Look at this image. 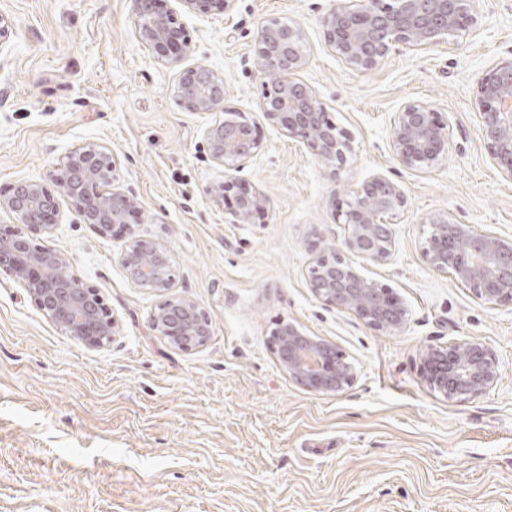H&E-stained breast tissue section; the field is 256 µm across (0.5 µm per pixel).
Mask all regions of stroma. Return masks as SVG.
<instances>
[{
  "label": "stroma",
  "mask_w": 512,
  "mask_h": 512,
  "mask_svg": "<svg viewBox=\"0 0 512 512\" xmlns=\"http://www.w3.org/2000/svg\"><path fill=\"white\" fill-rule=\"evenodd\" d=\"M331 5L235 0L224 14H189L162 0L192 39L188 64L222 72L226 109L260 123L262 148L235 177L269 207L228 224L206 193L222 173L203 139L223 112L179 104L176 68L136 37L133 0H0L12 22L0 47V192L97 142L139 201L128 229L105 238L61 200L45 241L99 289L117 321L108 346L64 335L0 272V512H512V306L480 302L422 255L435 212L512 237V181L474 102L478 79L512 61V0H473V23L449 42L393 52L368 72L325 45L319 18ZM271 19L302 28L296 79L354 140L341 186L306 145L259 120L266 77L253 48ZM409 102L450 125L448 154L428 171L391 159L388 130ZM375 174L407 198L394 255L367 266L409 309L394 335L328 309L307 279L315 232L343 243L332 193ZM135 235L171 254L169 294L211 315L205 346L182 352L152 331L165 296L136 288L118 262ZM279 321L335 342L353 385L317 394L289 378L268 345ZM468 337L496 352L501 380L458 403L427 386L421 365L430 348Z\"/></svg>",
  "instance_id": "35a3bbf8"
}]
</instances>
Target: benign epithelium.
Here are the masks:
<instances>
[{
	"label": "benign epithelium",
	"mask_w": 512,
	"mask_h": 512,
	"mask_svg": "<svg viewBox=\"0 0 512 512\" xmlns=\"http://www.w3.org/2000/svg\"><path fill=\"white\" fill-rule=\"evenodd\" d=\"M184 11L227 12L234 0H179ZM472 0H336L320 17L324 42L356 71L376 69L398 46L425 50L447 42L470 20ZM138 37L158 62L180 64L191 51V39L177 17L156 9L155 0H134ZM301 27L269 21L258 30L255 66L271 78L259 103L264 121L308 148L327 165L329 181L340 183L339 171L354 152L353 140L336 128L323 103L309 86L293 80L306 64ZM176 93L190 112L224 107V77L204 65L178 71ZM480 131L503 177L512 181V62L501 64L476 84ZM209 158L218 168L237 171L261 149L257 125L243 113L204 131ZM449 125L428 104L410 102L395 117L388 144L395 164L429 170L448 154ZM120 163L112 152L88 143L68 153L47 173L56 191L43 182L22 179L0 197V212L19 229L0 234V269L20 282L49 320L66 336L92 348L114 339L117 321L109 316L98 289L71 274L65 256L40 243L59 226V198L70 199L78 222L99 236L139 208L134 193L119 184ZM207 193L227 207L230 223L245 224L267 206V198L234 178L214 182ZM337 209L347 226L343 249L310 244L313 253L309 288L324 305L348 312L371 329L400 332L408 320L405 302L386 284L367 276L364 263H385L396 247L391 225L382 215H395L406 204L400 185L376 174L348 191ZM431 234L425 260L491 306L512 305V238L474 224H461L447 212L426 216ZM118 261L131 283L152 293L173 288L171 254L152 238L134 237ZM152 328L179 351L204 346L211 319L196 302L174 297L152 316ZM271 349L282 369L303 387L322 394L351 386L354 365L336 345L291 322L271 330ZM428 386L444 398L467 402L495 388L501 379L495 352L478 338L464 339L427 351L422 362Z\"/></svg>",
	"instance_id": "1"
}]
</instances>
